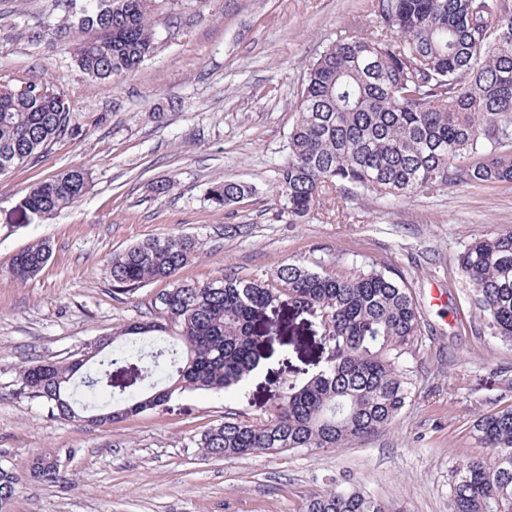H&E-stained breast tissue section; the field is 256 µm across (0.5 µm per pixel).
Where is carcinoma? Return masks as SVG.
Segmentation results:
<instances>
[{
  "label": "carcinoma",
  "instance_id": "cac0c4a2",
  "mask_svg": "<svg viewBox=\"0 0 512 512\" xmlns=\"http://www.w3.org/2000/svg\"><path fill=\"white\" fill-rule=\"evenodd\" d=\"M154 0H82L76 21L55 35L72 37L77 67L92 79L134 72L155 45ZM377 22L345 21L336 41L308 67L297 95L288 156L277 166L279 213L299 224L330 190L345 198L375 194L393 203L418 193L471 183L512 182V4L509 0H371ZM57 84L43 76L0 74V176L28 163L73 130ZM90 172L69 169L34 184L25 208L50 215L81 198ZM252 193L240 182L211 188L218 207ZM198 250L178 233L134 245L112 258V284L127 294L156 281L157 320L99 338L108 351L80 374L74 361L19 371L24 388L63 418L91 414L104 425L165 404L174 393L236 389L260 363L270 318L282 303L320 318L326 365L306 382L287 381L267 414L224 416L195 440L204 457L342 448L393 425L412 398L408 360L423 345L424 322L405 281L375 267L319 272L301 260L266 277L226 274L213 282L174 279ZM50 256L46 241L11 260L26 282ZM482 333L512 343V228L469 243L457 256ZM169 347L145 351L147 334ZM138 369L141 386L117 389L114 376ZM486 453L454 475L448 512H512V406L476 419ZM47 451L24 475H59ZM22 475V476H24ZM22 476L0 467V512H12ZM304 512H403L338 486L308 500Z\"/></svg>",
  "mask_w": 512,
  "mask_h": 512
}]
</instances>
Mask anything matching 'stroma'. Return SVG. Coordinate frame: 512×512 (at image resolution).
Masks as SVG:
<instances>
[{
	"mask_svg": "<svg viewBox=\"0 0 512 512\" xmlns=\"http://www.w3.org/2000/svg\"><path fill=\"white\" fill-rule=\"evenodd\" d=\"M370 0H162L152 53L129 76L93 81L67 41L66 0H0V73H47L64 91L75 134L0 177V466L22 469L56 451L60 476L24 480L13 512H304L307 499L356 488L407 512H448L453 472L482 447L479 414L512 405V346L476 334L457 255L512 227V183L449 187L391 205L375 195H326L299 224L278 217L276 168L288 155L295 101L309 65L343 21L373 25ZM83 165L78 202L39 216L21 202L37 181ZM253 189L226 209L217 182ZM167 192H157L159 184ZM194 238L187 282L229 272L262 276L300 259L313 269L387 267L405 279L427 336L409 365L413 396L386 431L343 448L205 458L195 436L231 411L264 416L283 379L305 381L328 355L318 318L281 306L265 358L240 389L194 391L97 426L52 415L24 391L21 367L72 360L99 336L154 320L157 281L115 294L113 255L169 233ZM49 241L27 282L8 266ZM438 288L443 302L431 304Z\"/></svg>",
	"mask_w": 512,
	"mask_h": 512,
	"instance_id": "35a3bbf8",
	"label": "stroma"
}]
</instances>
